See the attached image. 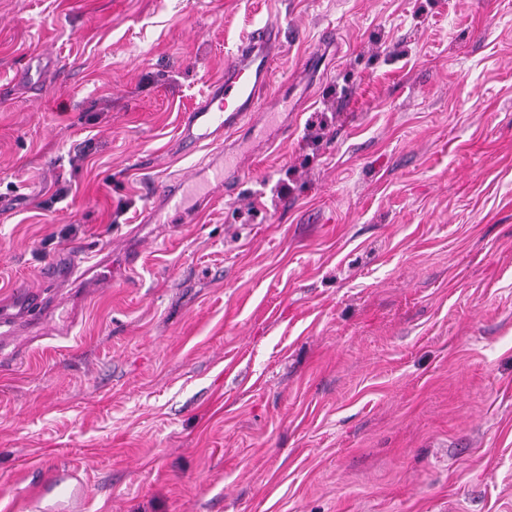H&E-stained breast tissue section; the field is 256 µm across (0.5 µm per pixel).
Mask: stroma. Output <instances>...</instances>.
Here are the masks:
<instances>
[{
  "label": "stroma",
  "instance_id": "stroma-1",
  "mask_svg": "<svg viewBox=\"0 0 512 512\" xmlns=\"http://www.w3.org/2000/svg\"><path fill=\"white\" fill-rule=\"evenodd\" d=\"M267 21L287 139L144 223ZM56 469L79 512H512V0H0V512Z\"/></svg>",
  "mask_w": 512,
  "mask_h": 512
}]
</instances>
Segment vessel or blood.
Returning a JSON list of instances; mask_svg holds the SVG:
<instances>
[{
	"mask_svg": "<svg viewBox=\"0 0 512 512\" xmlns=\"http://www.w3.org/2000/svg\"><path fill=\"white\" fill-rule=\"evenodd\" d=\"M283 26L268 23L250 32L224 66L223 78L212 82L199 106L185 113L180 141L185 149H195L202 142L221 145L228 133L250 128L253 135L268 134L269 116L260 103V93L271 83L274 58L282 49ZM199 173L218 183L232 184L242 175L233 157L222 162L202 163ZM190 178L171 176L161 180L152 189L154 197L165 208L181 210ZM84 492L83 483L77 482L68 470L56 472L41 481L30 494L19 502L20 512H35L49 496H56V512H69L74 501Z\"/></svg>",
	"mask_w": 512,
	"mask_h": 512,
	"instance_id": "b4317fda",
	"label": "vessel or blood"
}]
</instances>
